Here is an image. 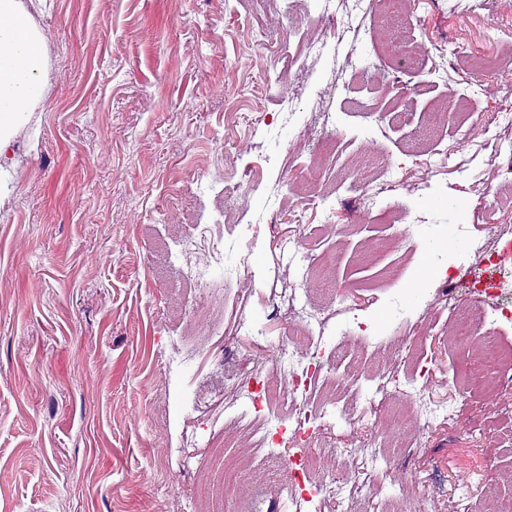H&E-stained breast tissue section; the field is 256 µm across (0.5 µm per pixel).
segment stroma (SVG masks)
<instances>
[{
    "mask_svg": "<svg viewBox=\"0 0 512 512\" xmlns=\"http://www.w3.org/2000/svg\"><path fill=\"white\" fill-rule=\"evenodd\" d=\"M469 2L373 0L349 29L352 0L324 13L313 0H31L47 71L0 196V512H184L198 499L213 458L191 438L187 404L205 397L222 438L230 379L271 366L236 325L292 334L277 310L291 238L330 260L335 295L310 269L303 286L361 336L336 373L358 372L364 406L389 422L336 419L309 450L311 478L345 471L388 494L418 473L407 512H456L462 483L470 512L512 505V417L500 411L512 382L491 398L453 383L467 357L438 302L449 292L476 310L437 263L456 271L470 239L512 225V152L498 149L512 126L497 120L512 105V0ZM322 35L328 56L303 63ZM283 87L323 100L343 141L322 146ZM375 188L405 212L410 241L362 206ZM207 225L224 243L209 270L222 296L198 312L182 242ZM403 321L428 324V390L455 420L411 423L409 377L380 355ZM359 440L422 446L376 469L346 456ZM223 454L241 466L224 512L242 496L272 512L281 481L252 440Z\"/></svg>",
    "mask_w": 512,
    "mask_h": 512,
    "instance_id": "1",
    "label": "stroma"
}]
</instances>
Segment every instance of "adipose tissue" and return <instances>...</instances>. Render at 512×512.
<instances>
[{"instance_id": "ef3b65f1", "label": "adipose tissue", "mask_w": 512, "mask_h": 512, "mask_svg": "<svg viewBox=\"0 0 512 512\" xmlns=\"http://www.w3.org/2000/svg\"><path fill=\"white\" fill-rule=\"evenodd\" d=\"M46 48L23 0H0V183L13 135L44 102Z\"/></svg>"}]
</instances>
